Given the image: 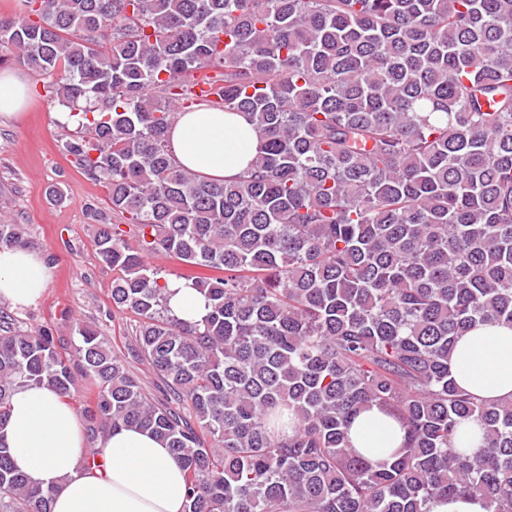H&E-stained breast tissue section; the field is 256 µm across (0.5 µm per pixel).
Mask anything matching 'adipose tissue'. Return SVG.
<instances>
[{
	"mask_svg": "<svg viewBox=\"0 0 512 512\" xmlns=\"http://www.w3.org/2000/svg\"><path fill=\"white\" fill-rule=\"evenodd\" d=\"M30 93L27 79L0 71V118H21ZM170 143L182 166L221 181L248 168L258 139L243 114L199 109L179 113ZM47 279L38 252L0 248V296L14 307L33 305ZM167 288L176 317L198 321L206 315L205 299L190 283L171 278ZM450 370L457 384L479 399H512V327L484 325L459 337ZM404 435L401 425L376 406L359 413L349 429L353 447L376 461L401 448ZM0 438L16 469L36 484L55 487L52 512H184L185 476L168 448L127 427L107 431L88 446L75 410L48 389L15 391ZM94 451L103 465L91 470L85 462Z\"/></svg>",
	"mask_w": 512,
	"mask_h": 512,
	"instance_id": "ef3b65f1",
	"label": "adipose tissue"
}]
</instances>
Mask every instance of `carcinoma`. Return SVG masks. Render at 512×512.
<instances>
[{"instance_id":"cac0c4a2","label":"carcinoma","mask_w":512,"mask_h":512,"mask_svg":"<svg viewBox=\"0 0 512 512\" xmlns=\"http://www.w3.org/2000/svg\"><path fill=\"white\" fill-rule=\"evenodd\" d=\"M33 4L0 16V49L77 118L63 150L123 216L91 209L112 308L137 315L133 352L166 394L147 396L97 326L67 346L0 305V426L17 388L66 399L89 379L88 443L122 426L159 439L185 512H427L465 495L512 512V401L448 370L459 337L512 325V0ZM187 102L247 115L244 173L176 161ZM27 245L0 220V247ZM157 252L204 319L171 313ZM373 405L405 431L391 462L348 441ZM469 420L475 449L458 445ZM53 495L0 443V512H51Z\"/></svg>"}]
</instances>
